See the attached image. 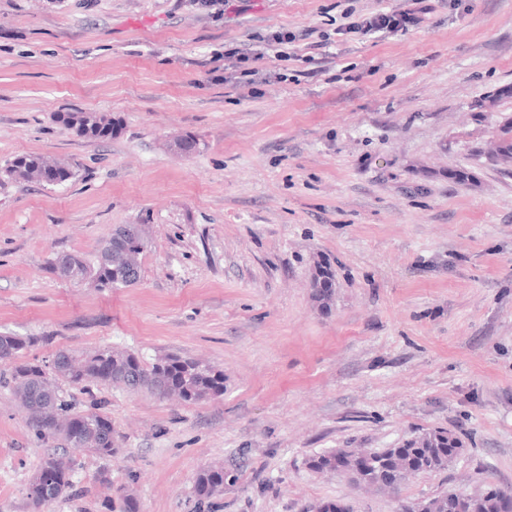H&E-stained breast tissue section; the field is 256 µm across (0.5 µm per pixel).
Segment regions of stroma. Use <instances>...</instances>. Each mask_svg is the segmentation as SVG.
Wrapping results in <instances>:
<instances>
[{
    "mask_svg": "<svg viewBox=\"0 0 512 512\" xmlns=\"http://www.w3.org/2000/svg\"><path fill=\"white\" fill-rule=\"evenodd\" d=\"M407 0H0V335L22 360L126 350L224 372L200 403L103 384L69 388L112 420L101 459L39 437L3 381L0 512H396L398 498L512 491V167L471 156L512 99V0H424L406 31L339 35L347 11ZM287 57L224 79V49L277 29ZM60 112L109 113L106 140ZM194 138L189 153L173 149ZM70 163L60 185L6 178L15 157ZM471 169L464 186L448 172ZM121 224L150 244L133 287L99 290L50 270L94 259ZM332 277L318 302L312 279ZM445 430L463 449L399 496L321 474L311 457L395 448ZM73 486L42 509L27 487L47 454ZM224 469V490L194 491ZM224 469L223 467H208L202 469L195 480V490L201 498H212L223 492Z\"/></svg>",
    "mask_w": 512,
    "mask_h": 512,
    "instance_id": "1",
    "label": "stroma"
}]
</instances>
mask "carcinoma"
<instances>
[{
  "label": "carcinoma",
  "mask_w": 512,
  "mask_h": 512,
  "mask_svg": "<svg viewBox=\"0 0 512 512\" xmlns=\"http://www.w3.org/2000/svg\"><path fill=\"white\" fill-rule=\"evenodd\" d=\"M95 129L86 134L92 139H109L118 131L111 117L94 118ZM483 163L512 166V117L500 123L492 140L473 147ZM4 173L14 179L49 185L63 184L75 177L73 167L40 155L14 158ZM148 247L141 224H125L97 253L94 261L81 254H64L51 264L70 280L90 282L97 288H112L120 283L131 286L130 273L141 271V255ZM29 341L0 335V361H12L13 394L27 410L33 430L41 437L59 438L83 453L111 457L119 452L112 438V421L100 412H74L63 396V386H85L91 382L119 385L134 392L146 391L160 398L175 396L185 402L207 401L224 394V373L210 364L179 355L158 357L143 363L135 354L119 350H98L81 358L66 351L57 353L52 366L20 362L19 353ZM462 449L460 442L443 430L427 432L399 448L367 451L343 448L311 459L318 473L343 474L367 491L397 494L401 486L421 473L445 469ZM71 465L64 457L49 453L29 485L34 505L47 495L55 500L72 487ZM224 489V468L202 469L195 480L201 498H212ZM512 493L488 484L480 493L459 500L446 491L422 499H398V512H502Z\"/></svg>",
  "instance_id": "1"
}]
</instances>
